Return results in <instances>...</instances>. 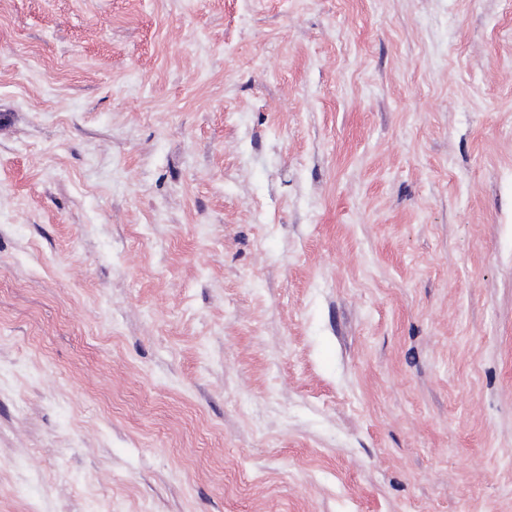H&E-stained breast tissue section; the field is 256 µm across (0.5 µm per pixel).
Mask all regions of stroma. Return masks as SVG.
<instances>
[{"instance_id": "stroma-1", "label": "stroma", "mask_w": 512, "mask_h": 512, "mask_svg": "<svg viewBox=\"0 0 512 512\" xmlns=\"http://www.w3.org/2000/svg\"><path fill=\"white\" fill-rule=\"evenodd\" d=\"M0 512H512V0H0Z\"/></svg>"}]
</instances>
